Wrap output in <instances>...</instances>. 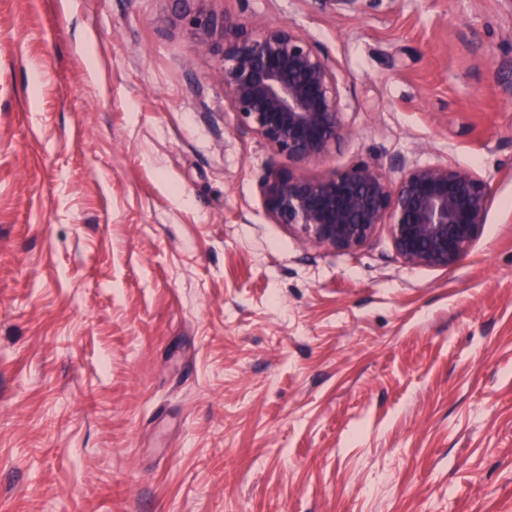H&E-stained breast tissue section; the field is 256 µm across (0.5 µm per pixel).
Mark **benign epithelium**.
I'll return each instance as SVG.
<instances>
[{"label": "benign epithelium", "mask_w": 512, "mask_h": 512, "mask_svg": "<svg viewBox=\"0 0 512 512\" xmlns=\"http://www.w3.org/2000/svg\"><path fill=\"white\" fill-rule=\"evenodd\" d=\"M188 35L219 56L224 102L239 125L293 164L323 161L348 135L336 69L287 26L246 24L194 0ZM270 220L314 244L365 245L385 225L406 264L449 269L486 223L492 192L476 172L449 162L414 166L392 179L362 161L328 177L272 169L261 183Z\"/></svg>", "instance_id": "1"}]
</instances>
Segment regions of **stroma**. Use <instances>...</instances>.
I'll return each mask as SVG.
<instances>
[{
    "label": "stroma",
    "mask_w": 512,
    "mask_h": 512,
    "mask_svg": "<svg viewBox=\"0 0 512 512\" xmlns=\"http://www.w3.org/2000/svg\"><path fill=\"white\" fill-rule=\"evenodd\" d=\"M207 7L315 43L335 152L242 132L178 0H0V512H512V10ZM362 158L488 182L458 265L270 222Z\"/></svg>",
    "instance_id": "obj_1"
}]
</instances>
